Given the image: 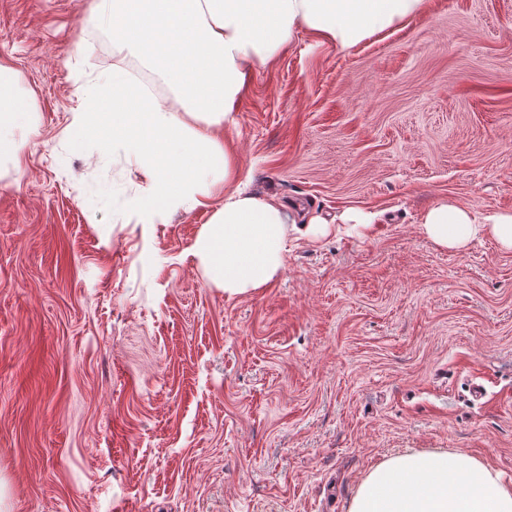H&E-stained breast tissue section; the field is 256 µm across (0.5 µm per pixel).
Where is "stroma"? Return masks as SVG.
I'll use <instances>...</instances> for the list:
<instances>
[{
	"instance_id": "obj_1",
	"label": "stroma",
	"mask_w": 512,
	"mask_h": 512,
	"mask_svg": "<svg viewBox=\"0 0 512 512\" xmlns=\"http://www.w3.org/2000/svg\"><path fill=\"white\" fill-rule=\"evenodd\" d=\"M89 4L0 0L38 106L0 165L7 512H347L411 450L512 481V252L419 227L442 199L512 211V0H425L345 50L302 30L253 72L225 136L246 190L379 225L289 231L282 274L234 296L191 253L208 211L142 223L133 157L67 131L119 59ZM377 222L378 213L376 212L362 209L347 210L330 218L320 215L313 216L309 219V223L303 226V231L300 232L312 240H319L327 236L331 232L333 224H336L337 233L344 231L349 235L354 234L364 238L376 230Z\"/></svg>"
}]
</instances>
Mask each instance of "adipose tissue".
<instances>
[{
    "label": "adipose tissue",
    "mask_w": 512,
    "mask_h": 512,
    "mask_svg": "<svg viewBox=\"0 0 512 512\" xmlns=\"http://www.w3.org/2000/svg\"><path fill=\"white\" fill-rule=\"evenodd\" d=\"M424 0H91L86 25L103 22L125 56L146 64L174 93L160 100L123 66L85 83L70 130L102 151L124 142L147 184L137 201L150 220L206 208L209 220L194 250L211 281L235 295L264 288L280 274L294 218L279 198L248 192L237 181L225 130L251 73L277 58L299 29L352 47L414 16ZM29 108L20 73L0 60V158L19 162L30 142L15 131ZM370 210L316 215L303 227L318 240L333 226L366 237L377 228ZM435 245L460 250L483 237L512 251V212L476 216L439 201L419 218ZM348 512H512V482L482 461L451 452H412L376 465Z\"/></svg>",
    "instance_id": "1"
}]
</instances>
